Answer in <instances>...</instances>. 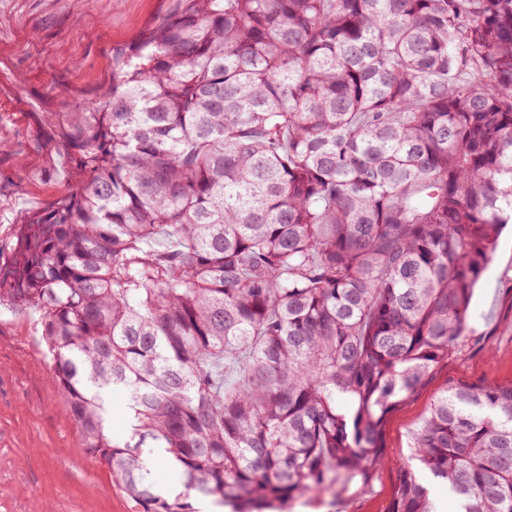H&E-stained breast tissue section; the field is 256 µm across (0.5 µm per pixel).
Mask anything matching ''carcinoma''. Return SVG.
<instances>
[{"mask_svg": "<svg viewBox=\"0 0 512 512\" xmlns=\"http://www.w3.org/2000/svg\"><path fill=\"white\" fill-rule=\"evenodd\" d=\"M49 119L83 178L21 225L0 294L42 309L84 449L140 512H191L146 448L230 512L383 463L512 222V0H180ZM411 448L459 512H512V384L451 383ZM399 471L389 512H437ZM109 409V426L112 436L115 438L124 437L129 430L127 421L126 397L120 392H112L107 396ZM152 462V476L155 482L165 492H179L183 485L176 472L171 470L161 459L156 458V453L149 455Z\"/></svg>", "mask_w": 512, "mask_h": 512, "instance_id": "carcinoma-1", "label": "carcinoma"}]
</instances>
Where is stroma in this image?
<instances>
[{
  "label": "stroma",
  "instance_id": "obj_1",
  "mask_svg": "<svg viewBox=\"0 0 512 512\" xmlns=\"http://www.w3.org/2000/svg\"><path fill=\"white\" fill-rule=\"evenodd\" d=\"M174 0H0V266L20 225L81 181L47 122L99 98L112 51L161 23ZM477 342L439 364L384 423L385 465L298 496L288 512H388L399 471L434 399L451 382L512 383V226L471 300ZM39 310L0 299V512H136L106 466L82 449L53 378Z\"/></svg>",
  "mask_w": 512,
  "mask_h": 512
}]
</instances>
